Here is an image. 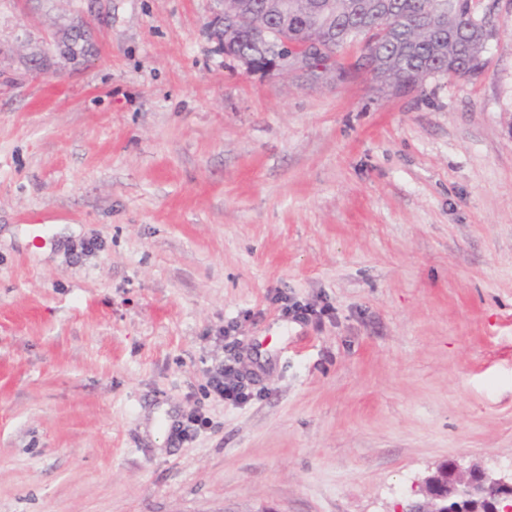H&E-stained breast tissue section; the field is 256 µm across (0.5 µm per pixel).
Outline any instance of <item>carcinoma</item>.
I'll return each instance as SVG.
<instances>
[{"instance_id":"carcinoma-1","label":"carcinoma","mask_w":512,"mask_h":512,"mask_svg":"<svg viewBox=\"0 0 512 512\" xmlns=\"http://www.w3.org/2000/svg\"><path fill=\"white\" fill-rule=\"evenodd\" d=\"M330 2V12L336 20V30L346 32L360 17L358 5L363 0H288L289 19L295 25L288 26V40L298 41L312 32L309 17L319 13L322 4ZM391 15L403 21L402 28L393 31L389 40L379 46L378 64L371 71L381 84L397 93L413 89L425 81L431 70H444L452 76L477 75L485 66L483 45L476 35V25L460 35L454 49L439 44L434 32L417 27L421 9L426 4H436L442 11V18L455 27L470 20L472 0H385ZM237 50L259 60L272 47L257 41L253 34L244 30L237 38Z\"/></svg>"}]
</instances>
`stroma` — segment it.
<instances>
[{"instance_id": "35a3bbf8", "label": "stroma", "mask_w": 512, "mask_h": 512, "mask_svg": "<svg viewBox=\"0 0 512 512\" xmlns=\"http://www.w3.org/2000/svg\"><path fill=\"white\" fill-rule=\"evenodd\" d=\"M481 7L483 71L396 94L247 72L218 0H0V512H394L512 469V0ZM282 302L284 306L282 311L285 315L291 316L293 320L306 323L311 321L313 318H318L326 312V309L320 308V310H316L314 306L309 304H300L298 302H293L288 305V298H282ZM208 372V383L218 399L238 404L248 398L247 390L250 382L241 371L232 365L224 364V361L219 362ZM435 489V475L431 474L424 477L416 484L415 496H418V498L410 499L403 504H398L397 508L400 510L397 512H427L423 508V504L426 498L435 492Z\"/></svg>"}]
</instances>
